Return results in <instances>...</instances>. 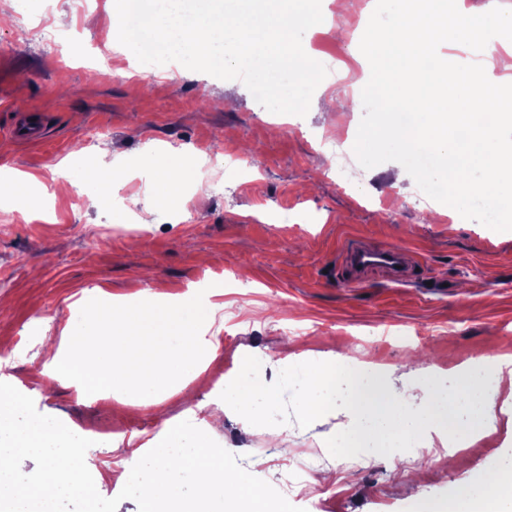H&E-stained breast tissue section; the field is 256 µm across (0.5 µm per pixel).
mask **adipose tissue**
I'll return each instance as SVG.
<instances>
[{
  "label": "adipose tissue",
  "mask_w": 512,
  "mask_h": 512,
  "mask_svg": "<svg viewBox=\"0 0 512 512\" xmlns=\"http://www.w3.org/2000/svg\"><path fill=\"white\" fill-rule=\"evenodd\" d=\"M222 285L207 291L188 288L173 300L150 297L136 304L98 299L88 291L81 319L66 325L43 364L47 383L75 386L78 399L117 395L124 391L159 395L190 378L207 384L208 368L217 357L212 331L220 307ZM20 397L0 402V434L8 433L12 453L54 445L60 423L37 420L16 425ZM202 434L187 438L180 418L162 422L160 442L149 449L150 467L138 489L143 512H181L182 495L173 476H191L199 504L222 501L224 512H273L264 490L241 472L224 467L207 435L220 426L219 416L202 419ZM512 491V462L495 471L490 486H477L437 503L436 512H492L488 487ZM78 493L92 498L94 489L68 464L49 462L17 492L10 512H54L57 500Z\"/></svg>",
  "instance_id": "adipose-tissue-1"
}]
</instances>
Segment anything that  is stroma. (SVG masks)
Returning a JSON list of instances; mask_svg holds the SVG:
<instances>
[{
	"label": "stroma",
	"instance_id": "stroma-1",
	"mask_svg": "<svg viewBox=\"0 0 512 512\" xmlns=\"http://www.w3.org/2000/svg\"><path fill=\"white\" fill-rule=\"evenodd\" d=\"M67 17L57 47L36 34L16 36L0 26V170L14 169L55 185L67 170L73 185L86 182L80 160L87 137L102 128L101 143L131 173H138L151 142L186 153L234 149L241 159L238 190L224 193L205 173L207 193L186 191L162 202L147 184L118 183L100 204L96 190L53 194L48 207L0 201V342L11 363L0 364V386L22 393L18 424L48 418L79 432L120 424L137 444L160 432L162 419L194 405L218 409L210 387L194 399L175 392L162 399L130 392L121 413L101 400L77 399L68 385L47 386L42 345L30 325L42 319L59 335L86 290L99 288L126 302L144 294H182L187 285L220 278L224 307L219 357L211 376L233 380L244 356L261 358L262 377L306 361L360 359L367 381L392 385L411 408L423 406L434 386L451 388L482 371L486 357L512 352V231L496 232L462 218L400 177L399 163L355 166L342 184L327 159L323 137L354 145L362 106L327 108L343 91L334 82L316 88L306 116L274 114L239 80H221L177 62L143 68L132 52H119L113 0H53ZM376 0H347L337 12L323 0L322 23L303 39L343 75L370 69L359 49ZM342 27L345 36L330 37ZM47 124L44 144H27L7 133L17 109ZM150 208L146 224H121L124 200ZM201 215L184 221L187 208ZM411 252L406 284L374 272L358 287L337 275L340 252L351 239ZM210 442L224 452V467L248 474L288 512H421L479 484L512 457V427L498 422L474 453L459 454L454 442L427 431L416 451L388 456H327L316 461L302 494L288 492V468L316 460L338 431L337 409L302 428L277 426V447L253 443L259 427L232 409ZM89 455L121 474L96 482L95 498L65 496L56 512H141L130 474L137 460L124 452L88 446Z\"/></svg>",
	"mask_w": 512,
	"mask_h": 512
}]
</instances>
